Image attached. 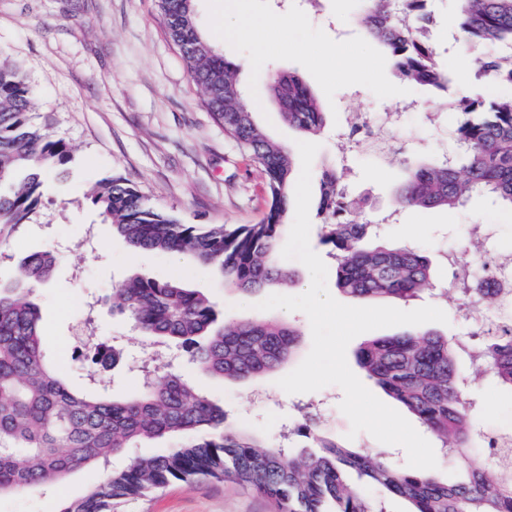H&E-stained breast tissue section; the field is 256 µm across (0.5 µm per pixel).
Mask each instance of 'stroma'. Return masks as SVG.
<instances>
[{
	"instance_id": "obj_1",
	"label": "stroma",
	"mask_w": 512,
	"mask_h": 512,
	"mask_svg": "<svg viewBox=\"0 0 512 512\" xmlns=\"http://www.w3.org/2000/svg\"><path fill=\"white\" fill-rule=\"evenodd\" d=\"M362 0H321L319 13L288 0V24L261 28L268 51L254 57L252 42L216 48L237 69L245 88L243 105L253 110L263 131L283 145L295 146L297 134L282 121L270 99L268 83L281 71L300 74L317 95L326 114L319 150L311 168L319 182L323 167L347 163L348 190L368 199V210L349 211L355 222L373 220L393 206L405 162L432 158L451 148L455 112L439 108L433 122L423 114L435 96L409 85L394 73L381 49L356 23ZM434 41L441 64L453 81L449 95L467 85L468 97L492 100L512 88L480 75L483 52L467 47L459 29L454 0H429ZM0 56L18 63L35 91V117L49 121L52 134L74 148L65 177L53 180L29 223L0 233V284L14 283L19 262L36 252L53 251L56 268L33 290L41 327L52 360L70 383L83 388L88 376L107 385L113 399L136 393L147 374L143 369L150 341L118 311L117 286L133 275L156 280L183 278L216 305L225 322L287 318L302 333L294 357L277 370L248 382L200 373L184 362L180 373L223 407L230 423L259 432L276 443L299 411L314 413L320 431L352 448H383L395 466L407 464L403 447L380 446L369 433L350 435L349 419L339 408L343 390L329 385L307 393L288 394L278 381L293 371L312 347L308 317L300 311L258 310L265 292L242 295L224 285L215 268L152 251L132 252L113 234L86 197L105 177L121 176L164 213L186 224H254L267 211V195L259 169L218 124L203 103V92L189 77L178 47L168 38L158 0H0ZM414 100L405 114L404 143L385 157L369 149L340 156L336 129L349 113L369 118ZM511 209L476 195L455 209H409L387 223L392 242L430 252L436 283H446L454 266L468 264L467 245L473 225L492 224L495 237L486 245L491 256L512 255ZM421 305L442 309L447 323H427L426 331L451 341L468 339L474 325L466 318L468 300L456 294L436 300L424 295ZM90 326L94 341L121 353L116 366L92 372L77 359L76 338ZM469 396L478 405L477 427L512 433V393L487 372H478ZM89 466L72 472L46 493H4L0 512H56L62 499L79 496L99 480ZM115 512H274L271 501L231 482H175L150 497L130 500Z\"/></svg>"
}]
</instances>
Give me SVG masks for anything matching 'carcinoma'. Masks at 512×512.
Returning a JSON list of instances; mask_svg holds the SVG:
<instances>
[{
  "mask_svg": "<svg viewBox=\"0 0 512 512\" xmlns=\"http://www.w3.org/2000/svg\"><path fill=\"white\" fill-rule=\"evenodd\" d=\"M170 39L190 47L182 55L191 80L224 132L261 169L269 207L256 224H184L148 205L129 180L112 176L94 184L92 205L112 232L136 251L178 253L217 268L225 286L252 293L283 286L295 274L271 255L287 229L293 182L290 153L268 140L253 112L241 104L235 68L202 37L195 0H158ZM427 0H375L358 17L365 34L390 60L401 80L447 91L452 78L440 52L427 39ZM460 28L474 49L512 45V0H457ZM482 73L512 85V54L492 55ZM270 95L283 120L303 136L320 133L325 113L307 82L296 73L275 75ZM34 90L21 69L0 59V228L28 223L46 191V175L63 176L73 161L68 142L37 126L31 117ZM460 116L455 150L433 162L417 161L395 191L399 209L454 208L474 193L512 206V96L485 102L450 98ZM352 208L333 169L320 177L318 214L336 262V285L363 302L416 301L431 285L433 261L412 245L382 242L376 224L336 222V206ZM50 251L20 262L15 287L0 286V493L35 492L89 465L101 478L57 512H113L119 502L148 496L174 482L232 481L269 499L275 512H382L377 499L392 494L410 512H512V447L492 449L483 464L471 449L489 443L473 423L466 398L469 368L488 370L512 391V336H488L480 344H452L432 332H405L366 342L358 358L369 377L401 403L454 461L457 478L441 481L429 469L391 466L384 452L349 448L317 428L311 413L291 434L310 442L266 445L261 436L227 423L211 402L178 371L167 370L132 397L115 401L96 387L73 389L52 367L40 329L33 288L49 279ZM477 305L504 307L512 298V276L488 272L465 289ZM120 310L159 346L180 345L199 370L247 381L275 370L295 353L300 332L280 321L239 320L217 328V310L206 296L174 277L134 276L117 290ZM87 361L108 355L101 343L78 342ZM177 438L164 448L109 468L111 457L144 439Z\"/></svg>",
  "mask_w": 512,
  "mask_h": 512,
  "instance_id": "1",
  "label": "carcinoma"
}]
</instances>
